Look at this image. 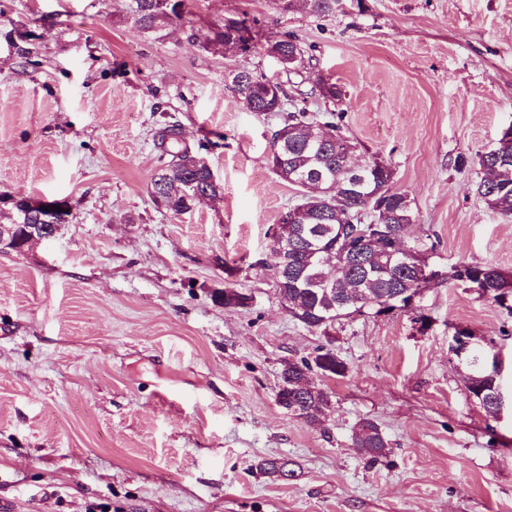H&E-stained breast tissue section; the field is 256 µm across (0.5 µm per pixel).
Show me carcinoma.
Masks as SVG:
<instances>
[{"label": "carcinoma", "instance_id": "obj_1", "mask_svg": "<svg viewBox=\"0 0 512 512\" xmlns=\"http://www.w3.org/2000/svg\"><path fill=\"white\" fill-rule=\"evenodd\" d=\"M186 0H124V19L137 26L146 37L160 39L174 25L187 23ZM306 9L313 15L333 13L335 0H304ZM251 35L245 21L235 17L223 18L211 24L202 34L204 47L219 46L224 51ZM31 34L27 31L5 39L16 54H30L25 47ZM288 53V68H293L294 53H303L296 37L286 34L276 40ZM239 97L251 105L253 112H276L277 98H286L283 84L264 74L248 72L243 80L231 87ZM321 99L336 104L341 91L329 79L318 85ZM342 113H329L323 125L335 132L337 140L311 138L305 128L313 121L305 106H293L283 117L276 133L281 135L269 164L282 180L296 185L311 176H321L325 182L340 183L345 179L344 143L348 141L342 128ZM164 152L171 160L163 164L151 182L150 196L154 205L169 214L184 215L193 210L196 193L218 197L223 193L220 183L212 182L207 168L188 170L181 161L192 152L179 145V139L169 140ZM378 159L366 162L363 171L365 183L344 201L336 203L332 197L315 195L303 197L292 210L300 217L280 225V238L288 242V273L277 282L279 301L288 314L309 329L326 331L336 321L361 316L374 307L372 301L386 296L393 290L417 288L412 269L400 263L398 253L410 250L428 254L434 246L424 240L409 241L405 237L407 225L403 221L416 216L408 194L392 188L394 169L385 164L386 170L377 167ZM482 176L476 182V192L493 211L512 217V138L501 135L496 145L478 155ZM381 194L368 199L374 191ZM17 201L10 205L9 220L13 224H37L38 215L25 208L26 195L15 193ZM448 278L467 283L479 294L494 300L512 312V283L504 271L477 263H460L451 268ZM323 376L343 375L345 363L331 349H319L316 355ZM467 366L473 376L474 387L484 392V399H493L498 381L488 371L485 353L475 348ZM311 370L308 361L290 362L280 373L281 386L277 395L281 402H297L296 417L314 427L329 407L327 392L301 389L302 380ZM353 445L362 454L375 460L387 448V440L378 425L370 420L360 424L353 434ZM260 471L270 477L288 480L296 472L288 462L277 458L265 460Z\"/></svg>", "mask_w": 512, "mask_h": 512}]
</instances>
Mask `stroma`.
Segmentation results:
<instances>
[{
  "instance_id": "1",
  "label": "stroma",
  "mask_w": 512,
  "mask_h": 512,
  "mask_svg": "<svg viewBox=\"0 0 512 512\" xmlns=\"http://www.w3.org/2000/svg\"><path fill=\"white\" fill-rule=\"evenodd\" d=\"M160 39L123 0H0V193L66 201L69 220L24 255L0 253V504L8 512H512V410L467 389L454 328L495 343L512 396V314L433 282L414 308L311 331L278 302L270 242L300 200L268 163L277 112L249 111L235 69L274 75L284 34L306 64L288 99L342 91L354 157L396 170L441 271L512 273V218L476 194L478 153L512 124V0H363L326 17L273 0H188ZM246 17L249 52L191 29ZM28 30L29 57L5 40ZM176 126L223 187L191 213L157 211L160 136ZM253 295L225 306L224 284ZM333 349L345 375L318 427L276 400L287 362ZM366 420L388 442L352 446ZM283 458L296 478L259 470Z\"/></svg>"
}]
</instances>
